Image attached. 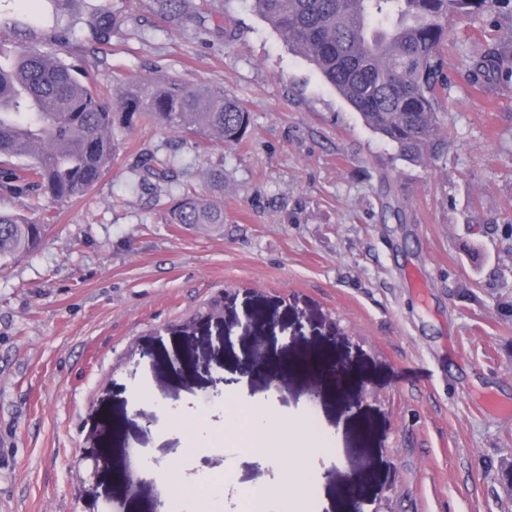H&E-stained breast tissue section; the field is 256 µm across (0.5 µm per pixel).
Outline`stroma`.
Returning <instances> with one entry per match:
<instances>
[{
    "mask_svg": "<svg viewBox=\"0 0 512 512\" xmlns=\"http://www.w3.org/2000/svg\"><path fill=\"white\" fill-rule=\"evenodd\" d=\"M109 41L71 0L65 57L106 94L139 75L223 87L250 112L222 146L142 126L82 198L53 205L41 248L0 264V512H163L160 477L212 475L209 512H240L272 468L227 444L224 383L321 426L310 512H512V84L442 104L447 140L411 162L369 130L251 0H108ZM55 25L52 0H0V53ZM171 156L224 221L168 224L172 196L139 161ZM223 308V321L211 311ZM253 316L254 337L221 343ZM344 363V397L297 365ZM213 429L191 451L169 418ZM101 467H94L95 457ZM138 480L126 496L120 475Z\"/></svg>",
    "mask_w": 512,
    "mask_h": 512,
    "instance_id": "1",
    "label": "stroma"
}]
</instances>
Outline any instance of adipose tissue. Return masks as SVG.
<instances>
[{"label": "adipose tissue", "mask_w": 512, "mask_h": 512, "mask_svg": "<svg viewBox=\"0 0 512 512\" xmlns=\"http://www.w3.org/2000/svg\"><path fill=\"white\" fill-rule=\"evenodd\" d=\"M224 412L226 425L241 427L239 447L279 472L277 486L250 488L245 501L255 502L260 512H297L312 491L313 458L331 453L323 431L310 421L297 424L283 418L265 398L248 395L242 379L234 383Z\"/></svg>", "instance_id": "obj_1"}]
</instances>
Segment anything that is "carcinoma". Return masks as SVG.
<instances>
[{
	"mask_svg": "<svg viewBox=\"0 0 512 512\" xmlns=\"http://www.w3.org/2000/svg\"><path fill=\"white\" fill-rule=\"evenodd\" d=\"M253 10L288 47L303 54L364 124L413 161L431 151L442 131V103L451 82L445 47L458 57L465 89L512 82V39H492L474 54L448 28V18L499 25L512 0H252ZM99 40L116 19L106 0H91L83 18ZM145 122L173 133H203L221 145L239 143L250 122L244 105L222 89L177 79L138 78L105 101L87 62L29 42L0 62V156L26 163L0 170V191L67 202L83 197L111 166L118 133ZM150 177L179 195L168 223L190 229L224 223V170L206 174L198 192L179 180L175 160L154 154L141 161ZM48 224L0 210V259L40 249Z\"/></svg>",
	"mask_w": 512,
	"mask_h": 512,
	"instance_id": "1",
	"label": "carcinoma"
}]
</instances>
